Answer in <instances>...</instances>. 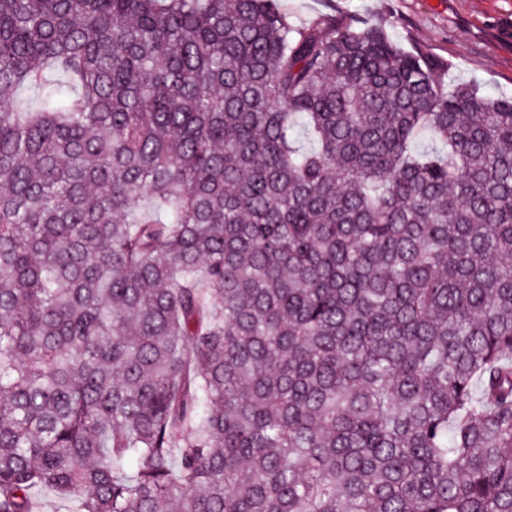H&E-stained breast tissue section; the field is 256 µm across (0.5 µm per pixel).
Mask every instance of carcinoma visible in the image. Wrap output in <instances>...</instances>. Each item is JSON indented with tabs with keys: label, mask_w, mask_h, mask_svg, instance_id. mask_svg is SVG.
<instances>
[{
	"label": "carcinoma",
	"mask_w": 512,
	"mask_h": 512,
	"mask_svg": "<svg viewBox=\"0 0 512 512\" xmlns=\"http://www.w3.org/2000/svg\"><path fill=\"white\" fill-rule=\"evenodd\" d=\"M449 68L0 0V512H512V100Z\"/></svg>",
	"instance_id": "carcinoma-1"
}]
</instances>
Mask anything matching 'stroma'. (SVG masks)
Here are the masks:
<instances>
[{
    "instance_id": "obj_1",
    "label": "stroma",
    "mask_w": 512,
    "mask_h": 512,
    "mask_svg": "<svg viewBox=\"0 0 512 512\" xmlns=\"http://www.w3.org/2000/svg\"><path fill=\"white\" fill-rule=\"evenodd\" d=\"M293 22L322 13L383 23L396 41L454 61L449 84L512 97V0H282Z\"/></svg>"
}]
</instances>
